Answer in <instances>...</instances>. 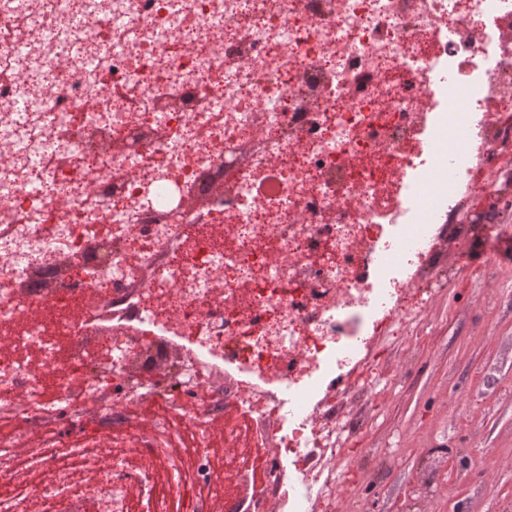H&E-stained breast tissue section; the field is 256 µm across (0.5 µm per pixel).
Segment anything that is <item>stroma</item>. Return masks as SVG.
<instances>
[{
  "instance_id": "stroma-1",
  "label": "stroma",
  "mask_w": 512,
  "mask_h": 512,
  "mask_svg": "<svg viewBox=\"0 0 512 512\" xmlns=\"http://www.w3.org/2000/svg\"><path fill=\"white\" fill-rule=\"evenodd\" d=\"M485 242L451 240L444 287L435 289L413 355L401 334L377 339L403 379L383 409L354 424L389 466L354 486L357 512H418L422 486L435 512H512V223ZM489 282L477 272L490 254ZM495 451L501 463L480 458Z\"/></svg>"
}]
</instances>
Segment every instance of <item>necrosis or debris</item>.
I'll list each match as a JSON object with an SVG mask.
<instances>
[{
    "label": "necrosis or debris",
    "mask_w": 512,
    "mask_h": 512,
    "mask_svg": "<svg viewBox=\"0 0 512 512\" xmlns=\"http://www.w3.org/2000/svg\"><path fill=\"white\" fill-rule=\"evenodd\" d=\"M509 134L512 0H0V481L72 428L0 512L348 494L370 341ZM39 448H23L19 453L16 460L17 482L10 486H4L6 490L12 486H19L26 479H38L41 477V471L33 468V458L37 455Z\"/></svg>",
    "instance_id": "necrosis-or-debris-1"
}]
</instances>
